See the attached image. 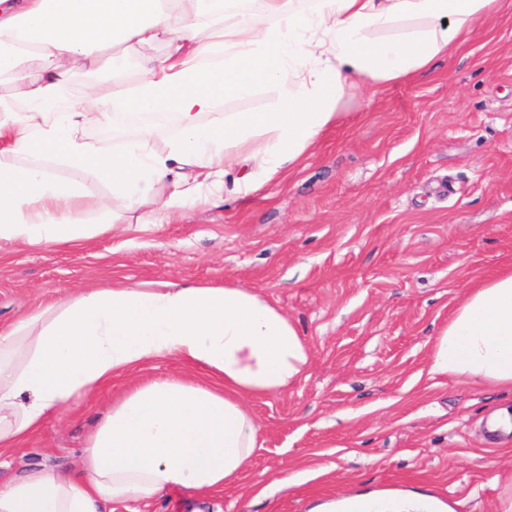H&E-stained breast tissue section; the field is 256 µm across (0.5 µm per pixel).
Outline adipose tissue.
I'll use <instances>...</instances> for the list:
<instances>
[{"mask_svg": "<svg viewBox=\"0 0 512 512\" xmlns=\"http://www.w3.org/2000/svg\"><path fill=\"white\" fill-rule=\"evenodd\" d=\"M499 0H0V76L23 61L50 69L0 98V240L78 247L112 230L123 200L137 223L221 197L238 171L250 194L295 170L339 122L351 80L372 90L426 70L492 24ZM165 48L162 57L149 47ZM105 47L139 54L133 79L76 85L72 65L108 70ZM276 92L266 112L224 113L227 99ZM167 111L166 150L140 128L104 148L87 126L107 109ZM80 172L55 177L50 164ZM109 186L89 195L85 179ZM172 357L173 379L130 385L88 436L80 471L29 470L0 485V512H100L177 487L217 492L251 464L259 426L249 400L305 377L296 324L243 285L113 282L0 333V458L51 415L142 365ZM429 372L512 389V267L479 279L433 337Z\"/></svg>", "mask_w": 512, "mask_h": 512, "instance_id": "1", "label": "adipose tissue"}]
</instances>
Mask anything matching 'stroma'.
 <instances>
[{
  "label": "stroma",
  "instance_id": "obj_1",
  "mask_svg": "<svg viewBox=\"0 0 512 512\" xmlns=\"http://www.w3.org/2000/svg\"><path fill=\"white\" fill-rule=\"evenodd\" d=\"M341 122L287 177L161 224H122L78 248L0 241V331L87 288L165 279L242 284L296 322L307 378L251 400L250 467L224 491L175 488L114 512H317L350 494H427L447 512H501L512 391L428 372L433 335L464 291L512 265V0L432 71L370 92L354 78ZM50 416L0 467L77 469L126 386Z\"/></svg>",
  "mask_w": 512,
  "mask_h": 512
}]
</instances>
